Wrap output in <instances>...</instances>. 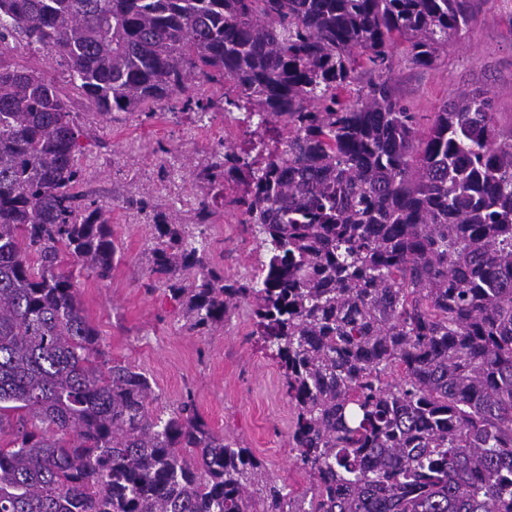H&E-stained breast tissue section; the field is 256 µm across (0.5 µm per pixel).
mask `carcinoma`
Segmentation results:
<instances>
[{
    "instance_id": "obj_1",
    "label": "carcinoma",
    "mask_w": 512,
    "mask_h": 512,
    "mask_svg": "<svg viewBox=\"0 0 512 512\" xmlns=\"http://www.w3.org/2000/svg\"><path fill=\"white\" fill-rule=\"evenodd\" d=\"M470 0H0V49L46 48L97 111L232 83L252 137L210 176L244 187L268 255L232 281L155 216L151 275L207 332L254 305L284 370L295 494L186 396L154 415L62 254L99 279L112 225L77 203L80 130L57 83L0 61V512H512V128L490 91L425 131L395 50L432 67Z\"/></svg>"
}]
</instances>
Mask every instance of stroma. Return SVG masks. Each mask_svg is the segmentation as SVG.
Returning <instances> with one entry per match:
<instances>
[{
	"label": "stroma",
	"mask_w": 512,
	"mask_h": 512,
	"mask_svg": "<svg viewBox=\"0 0 512 512\" xmlns=\"http://www.w3.org/2000/svg\"><path fill=\"white\" fill-rule=\"evenodd\" d=\"M471 14L433 67L394 59L392 78L422 126L452 94L487 89L498 125L512 127V0H471ZM0 59L55 77L81 131L82 178L74 191L80 203L110 215L117 250L109 278L79 268L74 275L85 311L112 357L147 376L155 415L168 418L193 393L213 431L250 449L295 493L307 491L311 481L293 463V411L283 373L258 336L250 307L239 304L200 336L187 330L178 307L149 274L157 211L188 234L205 233L207 253L225 276L246 280L261 274L267 254L231 200H214L207 230H200L195 216L198 201L213 200L211 186L200 177L218 147L213 129L224 127L236 145L245 124L223 112L199 117L174 100L153 106L148 116L122 112L111 118L72 89L63 63L48 51L14 45Z\"/></svg>",
	"instance_id": "obj_1"
}]
</instances>
